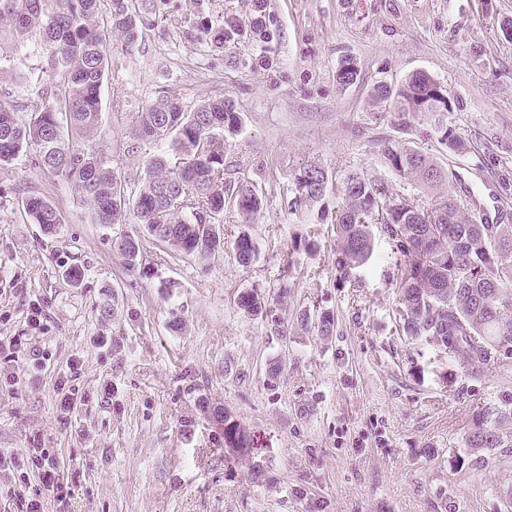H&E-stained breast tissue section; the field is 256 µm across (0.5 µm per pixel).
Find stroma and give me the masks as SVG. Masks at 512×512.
<instances>
[{
  "label": "stroma",
  "mask_w": 512,
  "mask_h": 512,
  "mask_svg": "<svg viewBox=\"0 0 512 512\" xmlns=\"http://www.w3.org/2000/svg\"><path fill=\"white\" fill-rule=\"evenodd\" d=\"M268 3L264 38L218 43L225 22L248 28L251 0H136V39L116 32L109 45L96 138L130 185L157 150L135 143L132 115L157 97L190 109L221 97L240 115L224 193L250 182L262 206L248 224L225 206L224 253L210 264L133 215L95 223L81 190L34 154L0 164V340L19 347L0 355V452L44 449L63 486L55 496L33 472L17 495L0 471V512H20L24 495L45 512H512V448L477 464L465 447L476 415L512 392V367L475 380L405 336L400 256L383 233L356 285L342 286L332 225L288 211L292 176L312 161L338 181L362 170L429 203L452 191L488 222L512 219V0ZM54 54L38 30L0 21V103L47 89ZM347 60L358 76L344 86ZM418 70L446 86L450 110L405 128L373 88ZM448 127L465 154L449 151ZM390 142L436 158L452 184L394 176ZM30 196L55 205L54 232L28 218ZM243 232L257 249L246 267L233 251ZM125 233L140 239L133 268L114 248ZM244 291L263 298V314L240 309ZM305 311L334 313V335L302 327ZM65 388L77 397L68 411ZM217 408L253 435L251 452L225 459Z\"/></svg>",
  "instance_id": "stroma-1"
}]
</instances>
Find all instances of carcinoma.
Segmentation results:
<instances>
[{
    "mask_svg": "<svg viewBox=\"0 0 512 512\" xmlns=\"http://www.w3.org/2000/svg\"><path fill=\"white\" fill-rule=\"evenodd\" d=\"M98 9L99 0H5L3 15L22 27H38L57 48V73L53 103L42 95L28 100L26 121H20L14 106L0 104V163L33 147L41 168L82 190L98 223H120L131 205L152 237L207 260L224 250V226L211 214L224 211V133L238 131L239 113L222 98L192 111L176 97L156 99L135 114V138L168 141L169 150L152 156L141 184L128 189L94 138L108 41L115 31L134 37L137 11L133 0H111L108 19L101 24ZM433 84L434 76L416 71L394 88H375L373 97L403 119L436 117L441 109ZM383 155L397 177L430 188L443 178L452 180V171L442 172L427 154L398 143H387ZM330 181L321 166L302 165L292 178L289 212L318 204L317 222L324 223L328 215L321 205ZM340 195L334 219L336 283L356 280L373 255V227L378 226L401 257L396 314L403 333L435 345L475 380L512 363L501 353L512 348V224L483 223L451 191L430 206L360 172L344 177ZM261 205L256 187L239 186L235 206L244 223H251ZM24 211L49 233L59 224L56 208L42 197H28ZM115 247L127 267L138 264V237H119ZM233 249L241 265L252 263L256 246L249 234L240 235ZM238 303L253 315L265 308L255 292L242 293ZM303 320L319 336L335 332L330 312L315 319L306 313ZM221 421L224 448L234 454L250 451L254 440L235 416L226 410ZM465 447L477 462L495 448L512 447V393L502 394L473 420Z\"/></svg>",
    "mask_w": 512,
    "mask_h": 512,
    "instance_id": "carcinoma-1",
    "label": "carcinoma"
}]
</instances>
